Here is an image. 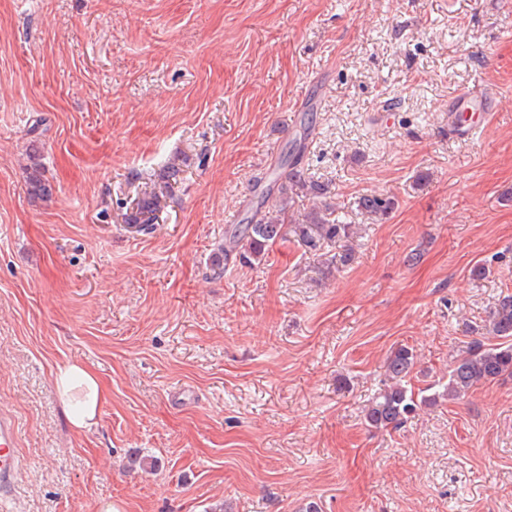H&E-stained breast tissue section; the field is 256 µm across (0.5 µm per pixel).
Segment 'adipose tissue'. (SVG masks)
<instances>
[{"instance_id":"1","label":"adipose tissue","mask_w":512,"mask_h":512,"mask_svg":"<svg viewBox=\"0 0 512 512\" xmlns=\"http://www.w3.org/2000/svg\"><path fill=\"white\" fill-rule=\"evenodd\" d=\"M52 382L74 431H88L97 423L107 393L91 367L80 362H65L53 371Z\"/></svg>"}]
</instances>
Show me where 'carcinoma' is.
Segmentation results:
<instances>
[{"mask_svg": "<svg viewBox=\"0 0 512 512\" xmlns=\"http://www.w3.org/2000/svg\"><path fill=\"white\" fill-rule=\"evenodd\" d=\"M178 174L179 168L174 165L168 167L162 182L143 192L132 211L125 216L128 227L139 232L154 228L171 192V181ZM275 186L277 194L271 206L256 212L250 221L238 225L224 238L212 267L214 275H222L224 261L233 256L242 264L252 263L265 254L271 242L281 237L283 225L288 223L290 189L318 200L305 216L304 222L296 225L298 237L305 245L315 248L325 240H348L353 237L352 225L340 223L336 218V209L320 201L327 195L328 187L314 180L297 160L288 159L280 165ZM358 206L383 219L392 212L395 202L389 196L368 194L359 198ZM484 330L486 335L495 339V343L473 341L448 366V381H437L431 394L408 388V379L417 360L414 349L406 345L393 349L387 357L381 388L365 409L366 425L376 431L397 429L419 411L436 405L442 399L457 400L479 383L512 377V294L503 295L497 300L488 312Z\"/></svg>", "mask_w": 512, "mask_h": 512, "instance_id": "1", "label": "carcinoma"}]
</instances>
